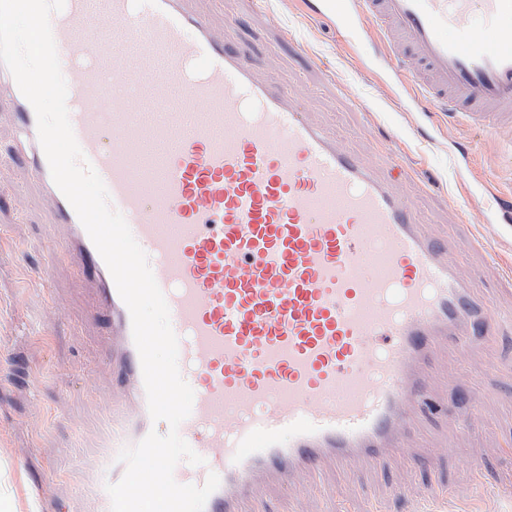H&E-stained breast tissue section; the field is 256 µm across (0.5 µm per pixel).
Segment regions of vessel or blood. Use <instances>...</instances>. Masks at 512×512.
<instances>
[{"mask_svg": "<svg viewBox=\"0 0 512 512\" xmlns=\"http://www.w3.org/2000/svg\"><path fill=\"white\" fill-rule=\"evenodd\" d=\"M190 3L65 0L50 22L76 139L148 257L195 394L179 433L204 462L174 477L218 474L204 512H242L267 483L406 457L431 356L453 346L472 376L502 317L400 192L399 150L341 145L302 112L304 89L263 79ZM321 12L375 30L414 96L481 133L512 128V0H323ZM0 102L62 231L38 275L68 260L107 317L112 405L135 445L160 425L130 312L2 64Z\"/></svg>", "mask_w": 512, "mask_h": 512, "instance_id": "1", "label": "vessel or blood"}]
</instances>
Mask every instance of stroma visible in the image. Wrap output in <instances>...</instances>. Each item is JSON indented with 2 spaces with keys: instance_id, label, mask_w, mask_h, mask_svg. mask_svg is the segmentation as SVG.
I'll use <instances>...</instances> for the list:
<instances>
[{
  "instance_id": "obj_1",
  "label": "stroma",
  "mask_w": 512,
  "mask_h": 512,
  "mask_svg": "<svg viewBox=\"0 0 512 512\" xmlns=\"http://www.w3.org/2000/svg\"><path fill=\"white\" fill-rule=\"evenodd\" d=\"M268 81L307 83L309 119L352 149L399 144L430 175L402 192L436 234L472 238L454 261L474 292L494 293L505 320L476 355L490 371L461 380L454 349L430 367L431 405L416 411L412 451L374 469L330 465L295 501L285 484L262 487L247 512H512V218L495 196L512 193L502 138H461L447 113L410 98L389 78L376 36L339 33L306 0H195ZM0 129V512H94L108 479L105 449L120 445L110 415L113 380L89 373L106 356L105 320L85 317L92 293L67 261L34 276L57 235L27 171ZM474 221L459 223L458 211ZM26 294L16 306L18 294ZM399 487L412 495L396 496Z\"/></svg>"
}]
</instances>
